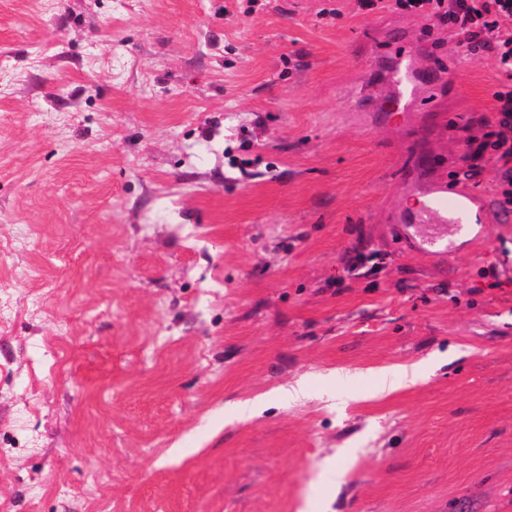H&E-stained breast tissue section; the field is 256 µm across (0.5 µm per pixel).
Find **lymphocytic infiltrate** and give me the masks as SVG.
<instances>
[{
	"mask_svg": "<svg viewBox=\"0 0 512 512\" xmlns=\"http://www.w3.org/2000/svg\"><path fill=\"white\" fill-rule=\"evenodd\" d=\"M426 19V31L448 29L464 36L468 48L494 60L505 76L494 92L490 118L484 119L482 135L467 139L464 160L468 171L485 163L496 169L502 211H512V0H359L360 7L378 4Z\"/></svg>",
	"mask_w": 512,
	"mask_h": 512,
	"instance_id": "lymphocytic-infiltrate-1",
	"label": "lymphocytic infiltrate"
}]
</instances>
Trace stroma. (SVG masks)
<instances>
[{
  "mask_svg": "<svg viewBox=\"0 0 512 512\" xmlns=\"http://www.w3.org/2000/svg\"><path fill=\"white\" fill-rule=\"evenodd\" d=\"M424 25L357 0H0V512H512L494 172L484 245L417 254L429 226L383 221L401 153L462 179L499 84ZM407 46L434 119L365 126L371 57ZM421 373L415 366L401 367L387 370L382 373L383 386L389 390L395 389L405 382H414L419 379Z\"/></svg>",
  "mask_w": 512,
  "mask_h": 512,
  "instance_id": "stroma-1",
  "label": "stroma"
}]
</instances>
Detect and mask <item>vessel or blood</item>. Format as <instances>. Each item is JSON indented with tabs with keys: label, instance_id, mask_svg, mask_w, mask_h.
Wrapping results in <instances>:
<instances>
[{
	"label": "vessel or blood",
	"instance_id": "vessel-or-blood-1",
	"mask_svg": "<svg viewBox=\"0 0 512 512\" xmlns=\"http://www.w3.org/2000/svg\"><path fill=\"white\" fill-rule=\"evenodd\" d=\"M373 74L388 84L398 111L406 113L429 99L435 82L421 83L413 64L412 54L399 52L372 67ZM414 165L402 166L399 180L407 191H420L419 206L415 213L392 210L389 221L393 224H411L425 221L439 226L454 225L457 232L473 233L475 240L485 236L483 229L484 194L477 185L452 184L442 172H435L425 189H418Z\"/></svg>",
	"mask_w": 512,
	"mask_h": 512
}]
</instances>
